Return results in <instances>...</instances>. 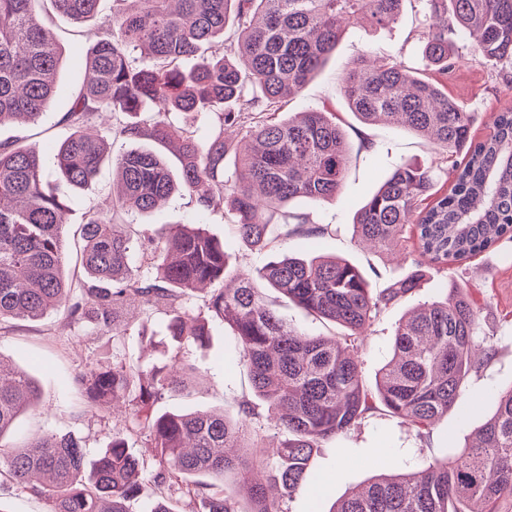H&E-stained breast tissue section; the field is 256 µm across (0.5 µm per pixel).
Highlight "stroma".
I'll use <instances>...</instances> for the list:
<instances>
[{
	"label": "stroma",
	"instance_id": "stroma-1",
	"mask_svg": "<svg viewBox=\"0 0 512 512\" xmlns=\"http://www.w3.org/2000/svg\"><path fill=\"white\" fill-rule=\"evenodd\" d=\"M43 20L62 51L57 92L37 124L1 126L0 142L17 140L36 149L50 169L54 166V148L68 133L62 118L87 77V45L78 34V24L56 15L51 8H44ZM428 32L419 0H407L399 20L388 27L361 23L346 28L321 70L299 93L288 97L284 111L295 113L316 108L335 113L347 135L350 152L345 184L336 198L321 202L298 199L276 214L270 234L280 253H313L310 239L289 232V214L303 213L312 223L328 226L324 253L360 267L371 287H383L404 274V267L396 265L391 255L358 247L354 216L396 164L411 161L443 171L451 168L453 161L414 134L384 125L362 124L350 112L340 88L356 60L371 52L407 67L425 68L422 50ZM462 54L457 70L444 77L443 83L449 96L475 113L471 135L481 139L488 134L495 113L512 109V67L485 59L471 46L464 48ZM368 141L373 142V149H365ZM133 147V141L116 131L108 141V158L102 162L92 184L80 190H67L70 211L64 240L68 253H75L78 247V226L93 212L111 206L112 161ZM116 219L134 239L155 236L178 225L198 224L224 243L231 268L250 269L265 261L264 256L250 252L231 234L223 212L200 210L194 198L186 194L172 196L150 213L126 210L119 212ZM456 286L467 289L479 305L481 337L493 346L491 355L463 384L465 397L482 398L480 414L472 417L462 430L456 413H449L428 433L400 423L383 411L369 416L359 428L349 432L344 441L345 454L323 448L312 458V471L325 478L321 486L323 507H330L360 483L380 474H408L445 457L447 435H454L459 447L471 442L486 415L494 409L491 391L512 386V244L485 251L449 268L447 273L431 274L412 294L383 310L372 323L360 352L366 383H374L378 369L389 360L399 321ZM262 293L291 326L312 336L341 335L340 327L308 314L274 289L266 287ZM165 322L163 311L140 308L119 343L92 322H72L63 308L39 320L15 319L1 324L0 360L31 374L41 389L38 404L17 418L6 438L7 444L20 446L47 431L72 432L81 437L88 457H95L111 443L119 427L89 405L79 383L80 376L116 357L141 367L154 361L158 356L157 344L166 339ZM210 329L209 345L189 351L188 359L196 372L188 390L163 399L158 405L159 412L221 411L235 420L240 416L242 402L255 401L246 369L231 363L237 351L232 330L219 321L211 322Z\"/></svg>",
	"mask_w": 512,
	"mask_h": 512
}]
</instances>
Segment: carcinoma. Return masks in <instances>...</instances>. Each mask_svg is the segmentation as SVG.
Instances as JSON below:
<instances>
[{
	"label": "carcinoma",
	"mask_w": 512,
	"mask_h": 512,
	"mask_svg": "<svg viewBox=\"0 0 512 512\" xmlns=\"http://www.w3.org/2000/svg\"><path fill=\"white\" fill-rule=\"evenodd\" d=\"M43 0H0V126L40 120L55 91L61 52L40 18ZM77 24L97 19L99 0H50ZM403 0H112V17L81 32L90 73L64 116L69 133L57 147L63 182L85 188L105 157V134L87 130L117 112L139 115L120 133L177 149L178 173L151 150H132L114 163L112 208L81 225L86 279L66 275V195L48 180L42 155L0 143V322L34 320L65 306L71 319L90 318L121 340L120 313L145 303L168 312L177 343L171 363L143 369L123 359L79 378L87 401L107 410L127 400L122 429L144 435L158 466L139 479L140 458L123 434L87 457L72 434L46 433L25 448L0 451V478L52 498V512H130L143 498L149 512H172L167 500L204 503V512H236L224 474H240L248 512H285L283 500L316 494L310 469L323 444L340 439L382 410L429 430L448 411L461 425L482 402L461 386L477 368L480 309L464 288L423 304L395 329L392 357L365 386L359 350L379 313L420 286L425 272L448 271L495 244L512 242V112L497 113L490 133L471 137L476 115L436 79L373 57L348 72L342 91L366 125L403 127L439 151L463 155L448 193L435 190L431 167L397 165L355 216L357 237L382 252L401 249L408 274L378 291L344 258L273 257L251 271L231 270L224 243L200 227L183 226L141 243L146 270L131 268L134 244L113 223L116 209L149 213L172 195H191L203 210L234 216L231 233L250 251L271 254L272 212L297 198L330 199L342 189L349 146L329 112L284 115L282 102L299 92L336 49L341 25L360 19L394 23ZM431 16L449 13L425 45L441 73L457 66L454 43L474 42L486 59L512 64V0H423ZM236 38L224 44V30ZM173 112L208 113L217 128L206 140L170 119ZM233 127L238 137L227 139ZM292 232L310 239L328 228L295 216ZM416 236V251L404 250ZM229 282L204 296L209 315L237 336L238 362L264 409L241 405V418L222 413H162L156 404L182 386L192 368L181 346L202 347L209 332L191 316V299L206 284ZM263 281L303 309L340 325L342 340L310 336L287 324L260 294ZM495 412L478 442L426 464L405 479L382 475L328 512H512V387L496 390ZM39 400L29 375L0 360V440L18 413ZM281 437L273 462L261 422ZM228 448H252V457Z\"/></svg>",
	"instance_id": "cac0c4a2"
}]
</instances>
